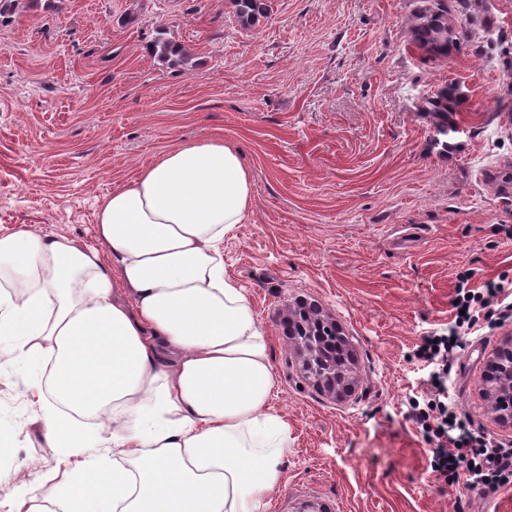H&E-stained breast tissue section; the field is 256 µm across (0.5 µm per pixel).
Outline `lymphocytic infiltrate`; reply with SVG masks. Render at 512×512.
Masks as SVG:
<instances>
[{
    "label": "lymphocytic infiltrate",
    "instance_id": "f902f5d3",
    "mask_svg": "<svg viewBox=\"0 0 512 512\" xmlns=\"http://www.w3.org/2000/svg\"><path fill=\"white\" fill-rule=\"evenodd\" d=\"M455 298L462 313L448 334L429 337L421 353L439 362L433 378L437 381L438 401L428 408H419L414 417L437 444L433 448L431 468L451 480L462 481L469 491L485 487L512 488V446L496 442L474 428L471 421L458 418L448 402L446 383L451 375L456 349L462 348L461 330H474L483 312L492 311L499 321L512 320V280L481 278L479 271L468 270L457 281Z\"/></svg>",
    "mask_w": 512,
    "mask_h": 512
}]
</instances>
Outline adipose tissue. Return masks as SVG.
Listing matches in <instances>:
<instances>
[{
    "label": "adipose tissue",
    "mask_w": 512,
    "mask_h": 512,
    "mask_svg": "<svg viewBox=\"0 0 512 512\" xmlns=\"http://www.w3.org/2000/svg\"><path fill=\"white\" fill-rule=\"evenodd\" d=\"M252 202L239 148L213 135L112 190L94 243L0 233V360L53 395L46 446L112 439L60 480L0 489L14 512H265L289 426L268 408L267 330L224 263Z\"/></svg>",
    "instance_id": "1"
}]
</instances>
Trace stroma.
Wrapping results in <instances>:
<instances>
[{"label": "stroma", "instance_id": "obj_1", "mask_svg": "<svg viewBox=\"0 0 512 512\" xmlns=\"http://www.w3.org/2000/svg\"><path fill=\"white\" fill-rule=\"evenodd\" d=\"M238 23L230 0H31L0 24V232L39 227L95 241L113 189L172 146L211 135L252 173V212L224 240L229 273L264 323L269 403L291 429L267 512H512V490L478 494L427 468L409 421L428 370L417 349L446 332L460 272L512 280V79L475 46L512 41V0H489L447 62L409 42L411 0H269ZM188 63L150 52L157 32ZM456 81L470 112L432 149L418 110ZM304 300L336 321L358 385L338 399L305 379L283 322ZM512 322L466 337L448 388L459 411L512 441L484 393L487 359ZM30 369L0 366V480L62 474L76 457L45 445Z\"/></svg>", "mask_w": 512, "mask_h": 512}]
</instances>
